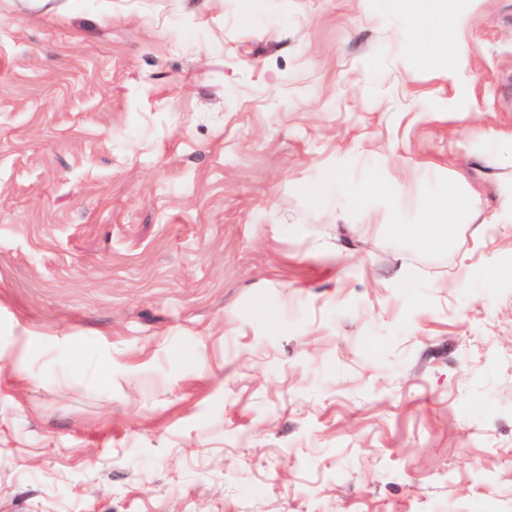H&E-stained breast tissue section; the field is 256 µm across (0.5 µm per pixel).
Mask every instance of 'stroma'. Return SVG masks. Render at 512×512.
<instances>
[{"label": "stroma", "mask_w": 512, "mask_h": 512, "mask_svg": "<svg viewBox=\"0 0 512 512\" xmlns=\"http://www.w3.org/2000/svg\"><path fill=\"white\" fill-rule=\"evenodd\" d=\"M447 2L0 0V367L86 363L0 512H512V0ZM430 211L431 218L428 224H391L387 228L397 236L418 240L428 249H445L456 225L454 214L448 210V197L435 198ZM21 342V349L17 356L11 361L9 380L33 383L39 381L54 382L61 378H71L83 371L82 360L69 354L66 362V372L63 377L39 374L35 370L36 361L48 364L55 361L61 352L69 353V338L67 336H51L50 338H34L32 336H18ZM32 355H36L31 359Z\"/></svg>", "instance_id": "1"}]
</instances>
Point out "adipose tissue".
I'll list each match as a JSON object with an SVG mask.
<instances>
[{
  "instance_id": "1",
  "label": "adipose tissue",
  "mask_w": 512,
  "mask_h": 512,
  "mask_svg": "<svg viewBox=\"0 0 512 512\" xmlns=\"http://www.w3.org/2000/svg\"><path fill=\"white\" fill-rule=\"evenodd\" d=\"M432 218L426 224H393L390 232L418 240L426 248L441 250L447 248L455 225V216L448 209L446 197L435 198L430 206ZM21 349L11 363V380L23 383L42 381L43 376L35 370L36 363L55 361L60 353H67L65 367L69 375H76L83 369L80 358L70 355L69 339L65 336L34 338L24 336L20 339Z\"/></svg>"
}]
</instances>
